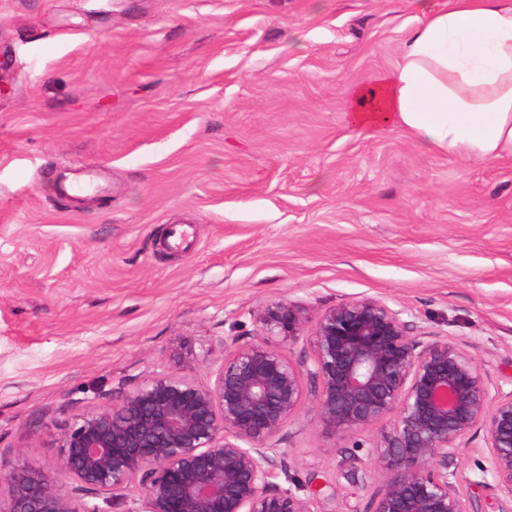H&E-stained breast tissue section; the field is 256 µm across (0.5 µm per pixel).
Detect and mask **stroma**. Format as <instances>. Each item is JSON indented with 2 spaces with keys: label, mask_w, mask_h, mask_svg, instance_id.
Masks as SVG:
<instances>
[{
  "label": "stroma",
  "mask_w": 512,
  "mask_h": 512,
  "mask_svg": "<svg viewBox=\"0 0 512 512\" xmlns=\"http://www.w3.org/2000/svg\"><path fill=\"white\" fill-rule=\"evenodd\" d=\"M418 0H0V473L54 468L71 420L178 341L372 297L512 390V158L437 156L344 117ZM94 171L100 191L61 195ZM278 445L313 512H369L372 466L310 406ZM483 434L470 512H512Z\"/></svg>",
  "instance_id": "obj_1"
}]
</instances>
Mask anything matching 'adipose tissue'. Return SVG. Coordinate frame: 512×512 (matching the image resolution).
Instances as JSON below:
<instances>
[{
    "label": "adipose tissue",
    "mask_w": 512,
    "mask_h": 512,
    "mask_svg": "<svg viewBox=\"0 0 512 512\" xmlns=\"http://www.w3.org/2000/svg\"><path fill=\"white\" fill-rule=\"evenodd\" d=\"M345 119L373 138L403 128L438 156L512 157V5L448 0L426 14L401 61L352 90Z\"/></svg>",
    "instance_id": "1"
}]
</instances>
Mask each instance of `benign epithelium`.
<instances>
[{"label":"benign epithelium","mask_w":512,"mask_h":512,"mask_svg":"<svg viewBox=\"0 0 512 512\" xmlns=\"http://www.w3.org/2000/svg\"><path fill=\"white\" fill-rule=\"evenodd\" d=\"M401 314L351 299L305 334L292 302L261 307L260 338L225 349L211 384L164 367L58 434L56 476L29 465L0 474V512H100L92 499L103 494L131 501L127 512H312L277 447L307 401L323 428L367 448L378 481L370 512H469L455 460L479 430L487 471L512 497V390L491 393L473 356L415 340ZM267 336L303 337L312 356L296 361ZM210 353L191 346L177 358Z\"/></svg>","instance_id":"1"}]
</instances>
